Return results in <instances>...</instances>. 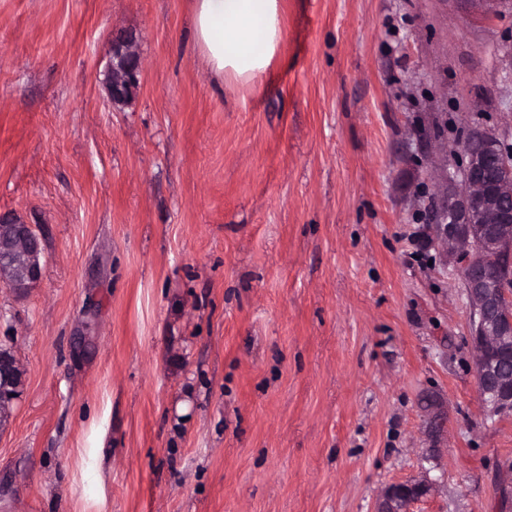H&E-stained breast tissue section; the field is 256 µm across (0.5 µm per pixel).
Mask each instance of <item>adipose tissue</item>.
<instances>
[{"label": "adipose tissue", "mask_w": 512, "mask_h": 512, "mask_svg": "<svg viewBox=\"0 0 512 512\" xmlns=\"http://www.w3.org/2000/svg\"><path fill=\"white\" fill-rule=\"evenodd\" d=\"M192 28L213 82L261 75L286 37L279 0H194Z\"/></svg>", "instance_id": "ef3b65f1"}]
</instances>
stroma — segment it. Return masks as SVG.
<instances>
[{
  "label": "stroma",
  "instance_id": "stroma-1",
  "mask_svg": "<svg viewBox=\"0 0 512 512\" xmlns=\"http://www.w3.org/2000/svg\"><path fill=\"white\" fill-rule=\"evenodd\" d=\"M280 7L269 70L213 83L192 0H0V213L47 260L0 293V512H374L423 476L413 512H503L512 416L484 414L426 215L448 144L512 145V8ZM142 61L138 38L132 32L123 33L112 41L109 67L105 77L112 106L128 103L140 85ZM22 373L14 352L7 347L0 348V431L11 416L15 401L22 392ZM432 482L427 479H411L394 482L385 489L375 512H412L411 507L427 498Z\"/></svg>",
  "mask_w": 512,
  "mask_h": 512
}]
</instances>
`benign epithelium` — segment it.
<instances>
[{"mask_svg":"<svg viewBox=\"0 0 512 512\" xmlns=\"http://www.w3.org/2000/svg\"><path fill=\"white\" fill-rule=\"evenodd\" d=\"M485 17L500 12L507 0H467ZM138 38L123 33L112 41L105 77L112 106L128 103L140 85ZM471 145L451 148L464 155L462 169L445 177L434 242L456 264L470 313L471 346L481 403L491 417L512 414V366L503 354L512 350V179L495 170L512 169L501 154L500 137L481 127L469 132ZM44 249L31 225L0 216V289L16 295L39 283ZM22 373L14 352L0 348V431L22 392ZM432 482L411 479L385 489L376 512H412L427 498Z\"/></svg>","mask_w":512,"mask_h":512,"instance_id":"obj_1","label":"benign epithelium"}]
</instances>
